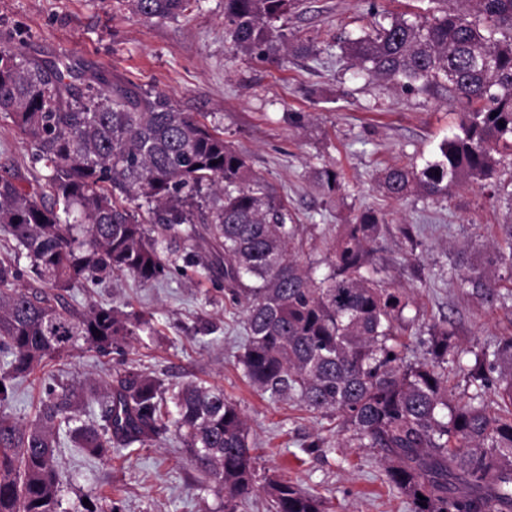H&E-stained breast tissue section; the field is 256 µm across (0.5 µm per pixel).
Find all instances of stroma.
<instances>
[{
	"label": "stroma",
	"instance_id": "35a3bbf8",
	"mask_svg": "<svg viewBox=\"0 0 512 512\" xmlns=\"http://www.w3.org/2000/svg\"><path fill=\"white\" fill-rule=\"evenodd\" d=\"M417 6V0H303L283 23L315 50L276 63L232 47L224 0H191L183 15L156 22L141 20L122 0H0V46L29 59L71 64L82 78L97 74L111 83L166 92L179 111L223 132L284 199L301 226L300 262L317 273L327 270L326 246L337 225L365 208L380 212L387 224L376 253L381 276L410 287L414 299L406 312L412 321L406 357L422 358L428 325L450 320L456 338L448 355L449 391L457 402L472 392L460 363L512 334V300L487 306L458 288L453 267L455 256L475 255L480 244L500 236L502 225L512 224V167L499 172L497 200L471 185L448 199L388 200L376 182L379 172L436 159L440 143L456 132L463 105L443 89L407 91L366 79L341 49L343 36L372 32ZM31 153L11 117L0 112V171L29 186L44 173ZM326 166L341 177L333 196L316 179ZM402 224L416 225L415 242L400 235ZM169 258L170 272L158 282L114 277L72 288L64 301L79 310L103 305L152 313L158 335L133 342L127 362L170 385L199 379L223 388L250 426L259 477L291 480L320 497L325 512H412L410 502L388 485L378 449L358 447L349 431L328 418L248 383L240 362L247 344L243 309L222 279L204 271L222 263V254L207 246L191 252L178 247ZM103 378L96 353L70 352L18 379L11 410L30 420L53 380L80 386ZM319 438L325 449L314 448ZM56 459L64 512L103 496L123 512L223 508L182 442L172 437L106 460L65 439Z\"/></svg>",
	"mask_w": 512,
	"mask_h": 512
}]
</instances>
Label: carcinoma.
<instances>
[{"label":"carcinoma","mask_w":512,"mask_h":512,"mask_svg":"<svg viewBox=\"0 0 512 512\" xmlns=\"http://www.w3.org/2000/svg\"><path fill=\"white\" fill-rule=\"evenodd\" d=\"M190 0H127L153 22L174 19ZM410 20L394 17L344 50L370 78L405 89L448 83L462 99L458 131L422 169L392 165L379 176L384 194L449 198L466 183L494 196L500 167L512 165V0H425ZM300 0H224L231 44L274 59L294 35L276 25ZM64 63L36 61L0 47V112L11 116L46 169L56 205L0 177V234L15 242L0 259V512H60L55 448L60 432L87 454L156 446L173 433L224 500L225 512L257 486L247 421L218 386L163 380L117 361L101 400V424L82 420L81 396L49 385L32 422L8 408L16 380L76 348L124 356L153 316L117 307L80 311L60 303L82 281L128 274L143 284L166 277L163 243L183 235L223 252L224 288L243 306L248 342L241 358L249 383L332 414L360 448L382 453L387 483L413 512H512V336L475 354L468 369L476 392L448 404V323L428 328L427 356L406 362L408 288L385 284L373 256L386 224L371 209L337 225L329 272L321 278L297 261L300 225L245 156L162 91L131 82L100 90L70 81ZM217 164H212V161ZM318 180L340 189L334 168ZM215 202L195 218L192 202ZM149 204L138 218L129 204ZM149 224L163 233L150 234ZM188 224L190 228L181 229ZM482 262L458 257L460 287L492 306L505 298L501 267L512 272V224L482 245ZM41 284L29 290L25 279ZM495 378H490L491 374ZM495 381L492 408L482 391ZM267 512H323L315 495L284 479L262 486ZM425 500H420L419 496Z\"/></svg>","instance_id":"cac0c4a2"}]
</instances>
